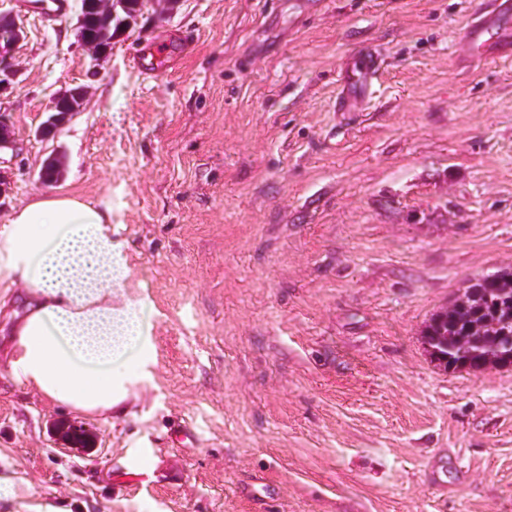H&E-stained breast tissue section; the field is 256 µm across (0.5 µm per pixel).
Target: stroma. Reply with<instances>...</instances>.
<instances>
[{"label":"stroma","mask_w":512,"mask_h":512,"mask_svg":"<svg viewBox=\"0 0 512 512\" xmlns=\"http://www.w3.org/2000/svg\"><path fill=\"white\" fill-rule=\"evenodd\" d=\"M478 2L144 0L97 70L81 0H0L25 33L0 57V225L53 186L107 199L156 353L121 412L53 404L7 364L24 291L0 286V512H512V367L447 371L422 338L512 267V58L463 62ZM185 32L178 70L131 67ZM362 45L382 74L336 112ZM73 424L87 446L58 439ZM88 94V88L84 85H72L61 89L53 99L50 111L52 114L49 119L42 125L39 134L46 138L55 133V131L65 124L72 111H68L65 101L71 102L76 99L80 103H84ZM55 112H64L63 114H56Z\"/></svg>","instance_id":"obj_1"}]
</instances>
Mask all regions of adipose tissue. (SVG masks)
<instances>
[{"instance_id": "obj_1", "label": "adipose tissue", "mask_w": 512, "mask_h": 512, "mask_svg": "<svg viewBox=\"0 0 512 512\" xmlns=\"http://www.w3.org/2000/svg\"><path fill=\"white\" fill-rule=\"evenodd\" d=\"M4 277L27 287L9 359L17 379L77 412L118 410L155 347L111 205L51 189L13 208L0 225Z\"/></svg>"}]
</instances>
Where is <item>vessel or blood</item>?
I'll return each mask as SVG.
<instances>
[{"mask_svg": "<svg viewBox=\"0 0 512 512\" xmlns=\"http://www.w3.org/2000/svg\"><path fill=\"white\" fill-rule=\"evenodd\" d=\"M463 42L470 57L476 60L482 59L483 50L488 45L497 53H512V0H481L473 21L463 33ZM174 61L166 40L159 38L148 42L133 57V63L140 71L155 77L167 72ZM381 67L382 61L376 50L360 48L339 75L337 111H356L377 80Z\"/></svg>", "mask_w": 512, "mask_h": 512, "instance_id": "obj_1", "label": "vessel or blood"}]
</instances>
